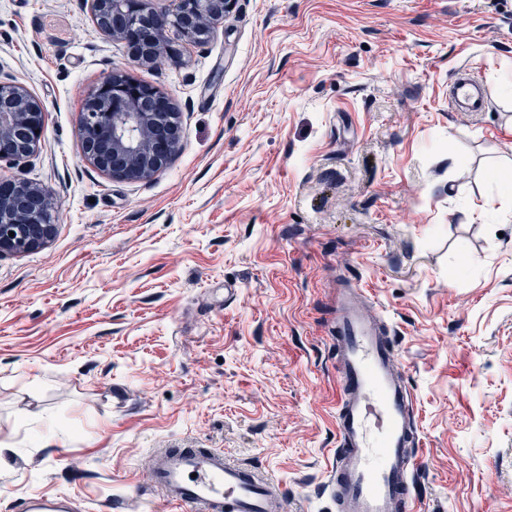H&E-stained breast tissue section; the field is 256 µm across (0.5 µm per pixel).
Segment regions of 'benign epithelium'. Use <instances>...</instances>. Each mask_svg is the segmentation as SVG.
<instances>
[{"mask_svg":"<svg viewBox=\"0 0 512 512\" xmlns=\"http://www.w3.org/2000/svg\"><path fill=\"white\" fill-rule=\"evenodd\" d=\"M160 15L151 0H91L94 17L112 15L107 33L123 43L141 65L173 49L166 31L200 42L203 31L224 21L234 0H174ZM80 159L99 172L127 182L148 181L169 165L182 145L183 129L170 99L159 89L123 74L103 77L85 99L80 115ZM44 107L24 87L0 79V161H18L38 149ZM52 197L41 186L0 178V254H20L54 235Z\"/></svg>","mask_w":512,"mask_h":512,"instance_id":"7a95c632","label":"benign epithelium"}]
</instances>
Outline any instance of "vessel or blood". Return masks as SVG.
Listing matches in <instances>:
<instances>
[{
	"mask_svg": "<svg viewBox=\"0 0 512 512\" xmlns=\"http://www.w3.org/2000/svg\"><path fill=\"white\" fill-rule=\"evenodd\" d=\"M450 103L482 112L487 96L474 74L459 77ZM336 371L340 446L328 471L337 512H418L410 492L415 465L412 398L378 311L362 288L341 289L336 302ZM150 483L175 512H287L281 488L211 448H161ZM20 512H72L69 496L41 494Z\"/></svg>",
	"mask_w": 512,
	"mask_h": 512,
	"instance_id": "obj_1",
	"label": "vessel or blood"
}]
</instances>
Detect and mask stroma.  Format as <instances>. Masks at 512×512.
Instances as JSON below:
<instances>
[{
	"label": "stroma",
	"mask_w": 512,
	"mask_h": 512,
	"mask_svg": "<svg viewBox=\"0 0 512 512\" xmlns=\"http://www.w3.org/2000/svg\"><path fill=\"white\" fill-rule=\"evenodd\" d=\"M134 62L88 0H0V76L45 110L56 231L0 256V512H170L159 448H220L288 512H336V290L364 288L413 395L422 512H512V0H235L209 39ZM470 69L482 112L453 111ZM166 93L152 180L79 157L87 93ZM239 293L225 298V284ZM21 512H71L72 503L65 494H41L24 500L19 505Z\"/></svg>",
	"instance_id": "35a3bbf8"
}]
</instances>
